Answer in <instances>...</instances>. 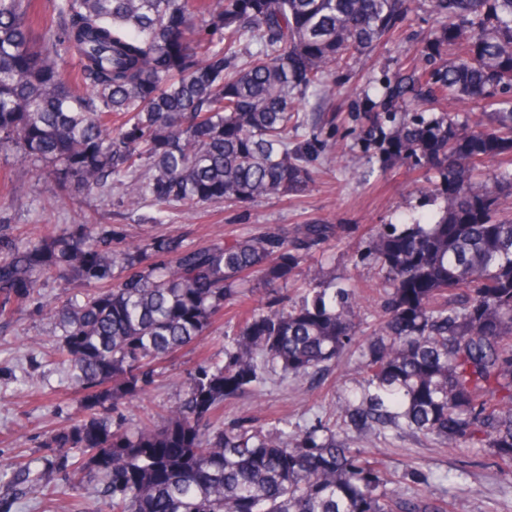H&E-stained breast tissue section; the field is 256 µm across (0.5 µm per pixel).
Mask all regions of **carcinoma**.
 Segmentation results:
<instances>
[{"label": "carcinoma", "instance_id": "carcinoma-1", "mask_svg": "<svg viewBox=\"0 0 512 512\" xmlns=\"http://www.w3.org/2000/svg\"><path fill=\"white\" fill-rule=\"evenodd\" d=\"M34 0H0V152L43 164L63 196L130 181V200L197 206L294 196L313 182L336 117L310 131L296 100L336 95L333 75L389 39L413 0H53L38 35ZM440 26L425 65L365 98L359 138L389 169L420 171L438 216L370 229L389 288L375 332L336 280L298 306H247L254 281L286 280L337 238L296 224L193 247L150 235L121 248L104 224L0 233V319L45 278L80 286L49 313L81 415L45 441L60 470L103 481L100 512H450L408 465L393 475L356 441L386 427L442 447L491 451L512 470V0H428ZM440 99L484 109L418 112ZM496 169L481 180L485 164ZM244 307L224 349L190 373L160 426L114 423L155 367ZM359 344L360 402L302 431L216 420L261 390L266 369L323 376Z\"/></svg>", "mask_w": 512, "mask_h": 512}]
</instances>
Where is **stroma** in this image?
Here are the masks:
<instances>
[{"instance_id": "obj_1", "label": "stroma", "mask_w": 512, "mask_h": 512, "mask_svg": "<svg viewBox=\"0 0 512 512\" xmlns=\"http://www.w3.org/2000/svg\"><path fill=\"white\" fill-rule=\"evenodd\" d=\"M436 27L426 0H414L407 20L391 42L362 53L336 74V95L320 101H300V112H330L336 116L331 139L340 158L324 163L309 191L299 197L262 198L240 207L224 202L188 208L157 206L149 202L130 207L126 190L79 193L70 200L59 196L53 178L38 164L17 161L15 154L0 156V224L13 236L28 238L39 228L62 229L72 224H109L130 240L139 239L147 225L157 232L182 236L191 246L218 239L253 235L283 224H337L338 240L327 247L326 260H304L288 280L259 287L262 297L278 296L285 304H298L309 278L354 288L362 306L365 329H372L386 299L380 289V271L365 255L369 230L377 224H400L410 217L434 212L439 203L426 193L423 179L401 170H382L377 158L366 153L356 137L358 112L366 97H379L384 72L409 65ZM54 280H45L37 302L16 309L0 320V461H33V477L46 484L56 512H97L99 478L85 476L72 485L59 471L45 469L44 442L51 431L70 424L76 413V394L67 380V368L55 353L58 331L48 315L49 306L62 297ZM240 321L239 309L225 308L212 332L195 350H187L159 367L141 398L131 406H118L113 416L132 425L142 419L162 424L166 407L184 392V384L201 360L224 347V332ZM360 352L350 348L343 365L322 383L273 372L260 395H246L225 403V426L259 417L266 427L287 421L290 429L305 430L327 418L330 408L359 398L363 375ZM394 476L405 462H413L438 475L431 491L447 499L452 512H512V472L495 464L487 451L444 448L422 436L385 428L369 445Z\"/></svg>"}]
</instances>
